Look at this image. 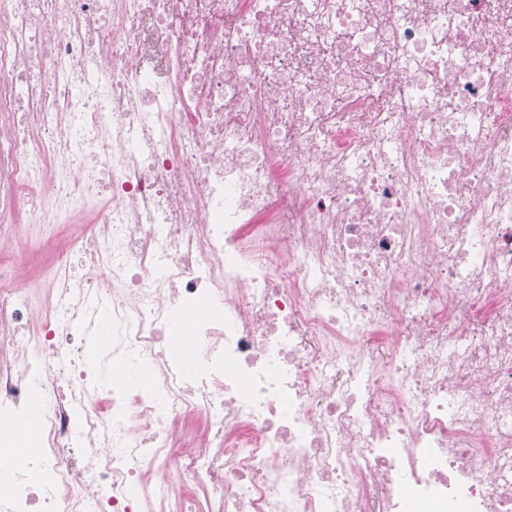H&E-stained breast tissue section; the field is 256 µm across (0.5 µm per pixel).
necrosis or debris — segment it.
Here are the masks:
<instances>
[{
    "mask_svg": "<svg viewBox=\"0 0 512 512\" xmlns=\"http://www.w3.org/2000/svg\"><path fill=\"white\" fill-rule=\"evenodd\" d=\"M89 199L0 512H512V0H0V215Z\"/></svg>",
    "mask_w": 512,
    "mask_h": 512,
    "instance_id": "necrosis-or-debris-1",
    "label": "necrosis or debris"
}]
</instances>
